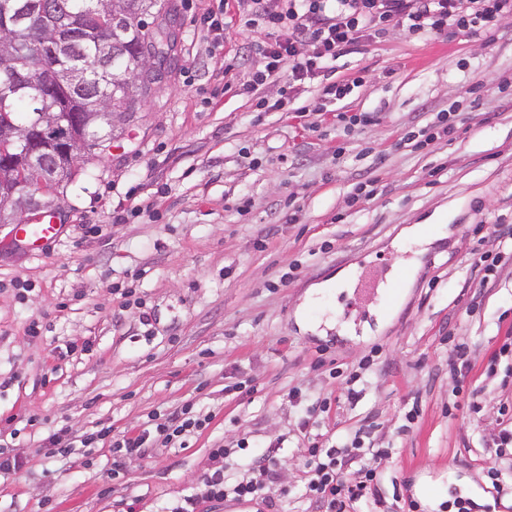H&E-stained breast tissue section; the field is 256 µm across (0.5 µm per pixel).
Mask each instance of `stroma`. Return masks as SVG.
<instances>
[{"label":"stroma","mask_w":512,"mask_h":512,"mask_svg":"<svg viewBox=\"0 0 512 512\" xmlns=\"http://www.w3.org/2000/svg\"><path fill=\"white\" fill-rule=\"evenodd\" d=\"M173 2L174 62L114 122L109 149L59 188V239L37 254L0 224V445L26 458L0 479V512H164L214 469L215 446L242 438L254 452L279 446L280 512H319L303 492L295 386L309 403L332 399L325 439L369 420L372 447L389 449L361 512H408L426 487L439 502L420 512L460 497L473 512H512L487 474L512 377L486 374L512 330V258L492 288L471 259L479 235L512 226V14L476 34L390 25L331 63L329 81L349 87L331 113L319 83L298 87L299 117L257 111L239 90L262 66L250 45L263 29L224 0ZM209 10L226 23L220 51L198 27ZM442 112L453 134L406 140ZM369 179L374 194L353 201ZM437 214L435 233L415 240L411 227ZM452 341L471 350L459 393ZM68 343L74 353L58 356ZM373 352L361 400L339 401L332 369ZM189 403L208 427L186 447L126 459L116 480L111 449L44 451L52 432L137 431Z\"/></svg>","instance_id":"1"}]
</instances>
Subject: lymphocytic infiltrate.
Segmentation results:
<instances>
[{"mask_svg":"<svg viewBox=\"0 0 512 512\" xmlns=\"http://www.w3.org/2000/svg\"><path fill=\"white\" fill-rule=\"evenodd\" d=\"M245 25L267 30L269 39L255 42L254 49L263 67L251 73L240 89L256 95L268 80H281L280 97L275 102L258 98L257 107L267 112L287 110L297 87L323 76L328 61L356 49L362 42L379 36L390 23L408 27L411 32L441 33L465 31L475 26H492L507 12L512 0H235ZM330 403L306 409L297 428L307 434L305 494L319 502L324 512H354L355 503L366 498L378 481V463L388 456L385 448L364 444L366 430L354 437L326 445L314 434L320 414ZM209 416L193 413L191 406L155 419L151 428L134 436L113 434L103 428L79 438L62 439L59 433L48 436V451L53 455L71 454L76 447L96 444L112 450V478L123 472L128 456H149L151 449L186 443L203 428ZM280 459L276 449L256 454L248 475L227 483L224 469L204 474L197 491L180 497L167 512H199L201 501L223 502L262 500L276 507L272 494L280 484Z\"/></svg>","mask_w":512,"mask_h":512,"instance_id":"f902f5d3","label":"lymphocytic infiltrate"}]
</instances>
